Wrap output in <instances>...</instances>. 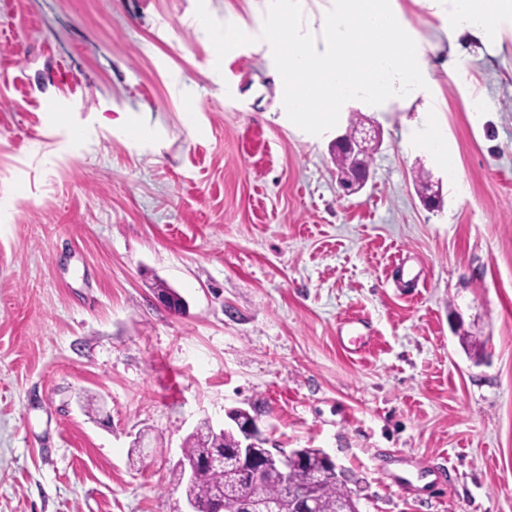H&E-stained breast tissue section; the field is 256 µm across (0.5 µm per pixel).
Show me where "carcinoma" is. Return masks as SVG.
I'll use <instances>...</instances> for the list:
<instances>
[{
  "label": "carcinoma",
  "mask_w": 512,
  "mask_h": 512,
  "mask_svg": "<svg viewBox=\"0 0 512 512\" xmlns=\"http://www.w3.org/2000/svg\"><path fill=\"white\" fill-rule=\"evenodd\" d=\"M236 445L237 438L232 433L224 434V445H218L214 434L206 425L186 438L182 453L188 458L202 461L216 454L220 447L224 448V455L227 456ZM294 453L299 456V466L286 477L274 467L267 469L260 481L250 485L249 493L252 498L272 502L287 509L289 503L284 495V483L287 482L299 493L314 494L319 512H336L338 506L349 510L358 508L357 500L348 487L349 477L342 469L336 471L326 468L321 450L296 448ZM234 479L235 476L227 465L222 468L205 466L198 471L191 492L206 506L220 493L224 494V500L228 503L231 500Z\"/></svg>",
  "instance_id": "cac0c4a2"
}]
</instances>
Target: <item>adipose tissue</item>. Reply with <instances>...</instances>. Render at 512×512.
I'll return each instance as SVG.
<instances>
[{
  "mask_svg": "<svg viewBox=\"0 0 512 512\" xmlns=\"http://www.w3.org/2000/svg\"><path fill=\"white\" fill-rule=\"evenodd\" d=\"M434 12H447L457 35L482 43L495 41L504 23L512 22V0H414Z\"/></svg>",
  "mask_w": 512,
  "mask_h": 512,
  "instance_id": "adipose-tissue-1",
  "label": "adipose tissue"
}]
</instances>
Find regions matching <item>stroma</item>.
<instances>
[{"mask_svg":"<svg viewBox=\"0 0 512 512\" xmlns=\"http://www.w3.org/2000/svg\"><path fill=\"white\" fill-rule=\"evenodd\" d=\"M197 1L0 0V512H183L184 441L233 408L360 512H512V27L462 57L397 0L453 170L412 144L423 98L357 100L382 143L343 197L337 129L289 121L271 50L218 57ZM201 1L253 39L270 5ZM299 456V466L288 474V484L299 493L314 494L318 512H336V506L346 507L350 511L359 512L357 500L348 487L349 477L343 469L326 468L322 451L317 448H296L293 451Z\"/></svg>","mask_w":512,"mask_h":512,"instance_id":"35a3bbf8","label":"stroma"}]
</instances>
